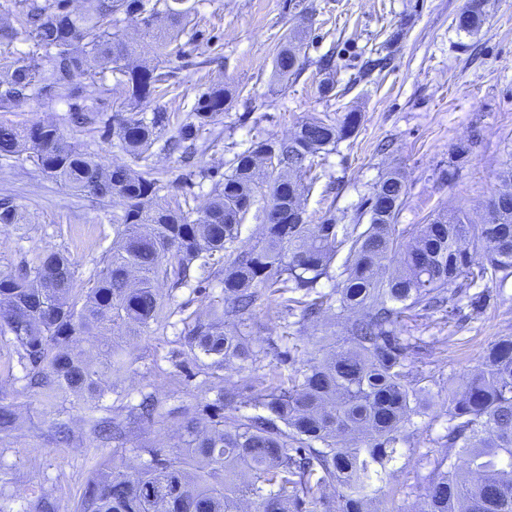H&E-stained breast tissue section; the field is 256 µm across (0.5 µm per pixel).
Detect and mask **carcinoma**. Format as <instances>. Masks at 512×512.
Masks as SVG:
<instances>
[{"label": "carcinoma", "instance_id": "cac0c4a2", "mask_svg": "<svg viewBox=\"0 0 512 512\" xmlns=\"http://www.w3.org/2000/svg\"><path fill=\"white\" fill-rule=\"evenodd\" d=\"M193 6L187 0H19L12 20L0 23V43L31 41L42 55L0 57V109L8 112L37 97H66L69 121L96 125L116 137L129 162L104 167L49 123H0V159L28 161L61 187L118 207L112 251L101 261L93 286L84 287L65 252L38 253L17 273H0V336H8L25 371L24 390L48 402L61 393L78 400L104 395L106 377L127 368L123 342L99 337L118 326L142 336L162 316L157 288L177 289L191 271L222 276L224 298L205 317L187 325L182 350L208 359L205 375L220 377L224 364L256 362L240 326L259 300L279 294V313L295 324L334 308L357 312L344 335L324 336L304 347L305 360L291 374L256 378L251 386L255 414L241 413L236 394L216 391L198 412L185 409L179 426L183 447L163 452L143 445L117 467L95 466L81 488L75 512H367L371 497L385 508L391 464L410 443L415 416L434 404L422 378L405 364L412 344L398 331L409 312L427 311L463 299V288L512 271V165L500 173L505 189L491 197L476 222L460 211L438 209L424 224L401 228L398 215L406 187L399 172L382 177L366 200L369 224H338L329 216L311 224L301 204L314 159L335 150L358 129L355 111L339 121L311 118L290 136L256 139L234 156L232 171L216 184L211 201L183 210L180 200L157 201L158 179L149 160L154 147L181 153L185 161L205 151L199 134L231 107L221 85L203 93L191 121L165 133L170 116H143V104L167 82L168 73L149 62H126V46L114 32L121 19L155 40L156 57L183 31ZM483 21L481 0H468L458 27L473 32ZM281 79L300 70L285 43L275 56ZM115 75L124 97L121 110L92 116L79 102L81 81L103 67ZM267 189L261 237L246 250L233 247L261 188ZM347 259L336 285V252ZM400 255L399 267L384 273ZM466 280L463 285L459 279ZM441 450L427 459L422 512H512V336H500L479 365L448 386ZM88 422L99 435L119 440L120 425ZM152 395L129 409L134 423L154 420ZM18 405L0 398V442L16 429ZM27 512H60L42 493Z\"/></svg>", "mask_w": 512, "mask_h": 512}]
</instances>
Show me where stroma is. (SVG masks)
<instances>
[{"instance_id":"1","label":"stroma","mask_w":512,"mask_h":512,"mask_svg":"<svg viewBox=\"0 0 512 512\" xmlns=\"http://www.w3.org/2000/svg\"><path fill=\"white\" fill-rule=\"evenodd\" d=\"M194 12L174 44L164 69L170 77L153 101L172 123L189 120L200 94L215 84L235 93L231 108L201 140L208 150L185 167L178 155L156 153L150 163L159 172L160 201L181 184L188 208L203 207L215 183L232 169L236 153L255 138H283L312 116L341 118L349 110L363 114L355 135L320 159L317 180L303 203L311 221L334 215L340 224L369 221L363 203L388 172H399L407 194L397 222L425 223L436 209H462L478 217L488 199L502 190L499 173L512 162V0H484L485 20L472 33L456 19L467 0H191ZM304 29L297 46L302 70L287 80L274 72L280 39L290 27ZM333 55L334 88L321 90L317 66ZM389 58L384 69L365 72V63ZM68 104L34 98L0 122L57 123L70 141L95 150L102 163L126 162L115 138H104L67 122ZM467 146L456 155V146ZM9 198L13 224H0V271L15 270L22 260L41 251L68 250L81 281L93 278L112 244L117 213L111 204L73 193L32 173L30 165L0 162V199ZM168 323L131 339V364L112 376V390L100 404L122 423V441L102 442L85 422L86 409L76 398L58 396L53 404L21 393L19 368L8 365L13 347L0 337V391L13 393L20 405L12 442L0 444V512H25L34 495L60 499L61 512H74L81 484L98 461L120 464L139 446L179 447L176 414L211 402L216 387L249 399L257 376L279 368L277 352L259 355L243 366L229 362L223 380H207L192 355H178V338L210 300L223 295L219 279L205 290L160 284ZM483 302L471 306L421 311L406 319L405 336L431 340L427 353L407 350L406 363L424 377L434 402L448 395L449 383L478 365L486 347L512 335V276L487 282ZM153 394L157 412L147 425L127 422L130 406L142 394ZM68 420L71 435L59 442L56 420ZM445 416L415 417L410 448L392 464L390 512H420L423 454L439 448Z\"/></svg>"}]
</instances>
